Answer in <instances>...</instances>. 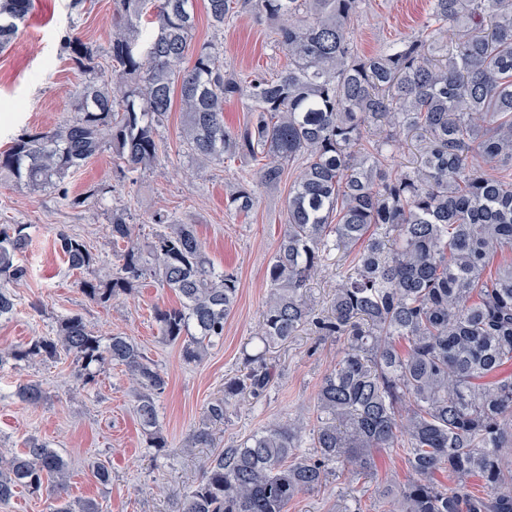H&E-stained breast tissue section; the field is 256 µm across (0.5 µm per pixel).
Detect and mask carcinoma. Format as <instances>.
I'll list each match as a JSON object with an SVG mask.
<instances>
[{
    "instance_id": "1",
    "label": "carcinoma",
    "mask_w": 512,
    "mask_h": 512,
    "mask_svg": "<svg viewBox=\"0 0 512 512\" xmlns=\"http://www.w3.org/2000/svg\"><path fill=\"white\" fill-rule=\"evenodd\" d=\"M205 2L218 29L247 8L263 16L285 67L244 80L227 70L217 46L192 42L189 0H118L106 49L112 77L101 79L92 49L69 39L70 59L91 74L76 117L23 133L0 152V173L34 189L62 181L107 148L127 169H147L177 98L195 160L249 158L261 185L300 167L266 269L254 351L244 352L245 370L224 381V398L207 406L191 447L210 446V426L224 423L238 396L266 395L277 376L270 347L309 326L321 340L342 341L343 354L321 381L312 429L270 422L217 450L178 512H288L341 468L369 475L372 451L383 448L407 449L411 477L379 495L377 512H387L390 498L401 512H512V259L486 274L497 253L512 249V0H431L425 33L369 55L352 36L360 0ZM32 9L33 0H0V49ZM147 15L154 32L143 41ZM231 99L250 112L238 126L224 123ZM402 130L426 146L414 166L392 174L386 164ZM251 183L230 187L236 210L253 207ZM151 222L164 231L143 245L127 213L112 211L109 233L123 248L103 277L82 239L61 230L55 246L83 274L79 290L94 303L107 304L148 276L174 292L178 305L154 310L158 332L181 343L185 363L197 364L224 338L238 281L215 271L195 225L163 212ZM26 229H0V281L27 277L18 261ZM334 250L353 255V264L337 284L331 315L318 316L308 284ZM62 352L83 389L97 383L102 365L124 366L148 447H167L157 411L167 381L128 336H98L74 313L52 335L0 350V367ZM14 397L37 406L46 392L27 381ZM306 434L313 452L299 455ZM442 472L448 487L437 480ZM67 479L64 459L32 439L0 461V502L20 487L46 490L54 512H73L61 496Z\"/></svg>"
}]
</instances>
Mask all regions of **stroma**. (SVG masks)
<instances>
[{"mask_svg":"<svg viewBox=\"0 0 512 512\" xmlns=\"http://www.w3.org/2000/svg\"><path fill=\"white\" fill-rule=\"evenodd\" d=\"M34 4L16 38L0 50L1 151L23 131L50 130L74 118L73 101L86 76L68 58L69 37H80L93 49L98 72L111 73L105 50L116 0H83L77 7L72 0ZM430 12V0H361L353 37L370 54L420 34ZM195 14L194 42L222 46L225 65L239 76L273 74L285 65L286 57L272 42L267 22L255 12L239 14L221 30L211 26L202 0H197ZM182 124L180 108H173L160 131V158L141 172L120 167L107 151L57 186L34 190L8 174L0 175V226L23 224L29 234L21 255L28 274L9 286L16 310L0 318V349L49 335L58 319L76 312L96 335L120 334L135 340L167 381L157 408L168 446L158 452L146 444L134 410L133 386L123 368L105 366L97 385L82 391L75 364L62 355L0 367V457L21 451L33 438L46 442L70 465L67 499L76 505L94 502L99 512H176L178 497L199 483L212 449L272 421L315 424L319 385L342 355L341 343L318 339L312 330L303 329L271 349L278 376L267 395L232 401L223 425L214 431L213 448L189 447L191 434L206 419L208 404L223 396L225 378L241 370L243 351L262 321L266 268L283 228L288 189L299 169L288 167L279 186H256L253 209L240 212L229 205L227 193L238 177L256 170V163L243 158L198 162L182 142ZM92 187L100 188L98 197L78 208L70 206V197ZM116 209L130 214L145 243L158 230L148 221L153 211L194 225L215 268L237 275L239 293L224 323V338L201 363L186 364L180 345L163 342L158 334L155 307L177 302L169 289L147 279L110 305L95 304L80 292L79 272L71 270L54 248L61 229L82 238L99 266L111 267L108 224ZM350 263V257L336 252L325 260L309 285L316 314L330 313L336 285ZM23 381L42 384L47 392L42 405L25 406L14 398ZM404 458L401 448L376 452L372 476L330 477L322 488L299 495L288 512H340L352 503L362 512H374L379 490L407 482ZM95 461L111 469L108 484L93 478L89 466Z\"/></svg>","mask_w":512,"mask_h":512,"instance_id":"35a3bbf8","label":"stroma"}]
</instances>
